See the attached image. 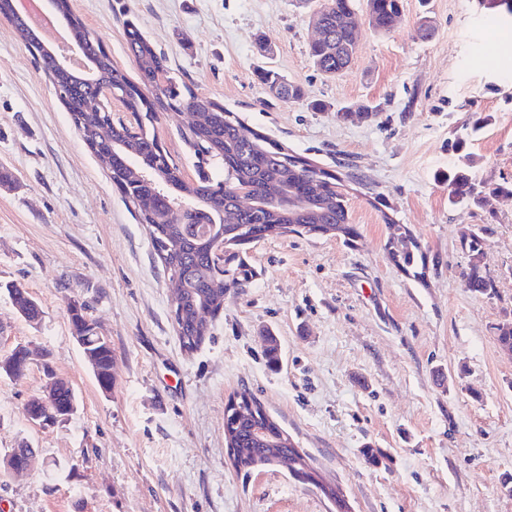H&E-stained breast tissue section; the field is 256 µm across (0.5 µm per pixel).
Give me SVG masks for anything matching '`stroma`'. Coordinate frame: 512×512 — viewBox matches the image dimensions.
<instances>
[{"mask_svg":"<svg viewBox=\"0 0 512 512\" xmlns=\"http://www.w3.org/2000/svg\"><path fill=\"white\" fill-rule=\"evenodd\" d=\"M321 0H70L130 79L134 23L172 73L289 150L360 180L350 191L354 244L269 238L249 249L258 278L224 296L194 352L176 336L172 284L145 225L129 211L32 54L0 20V356L34 353L0 377V453L27 442L34 466L0 478V512H336L319 485L276 463L245 474L224 445V410L246 389L308 454L351 512H512V357L495 340L512 320V196L451 203L439 176L464 138L476 181L512 182V34L493 27L501 0H402L386 34L360 24L352 63L335 77L309 57ZM429 15L435 32L421 38ZM278 72L299 102L256 77ZM326 103L325 111L310 102ZM368 105L372 121H340ZM188 113L155 132L185 179L195 158L180 138ZM408 225L427 254L425 282L384 250L382 215ZM484 225L482 265L493 296L464 288V230ZM43 310L31 323L6 288ZM79 299L112 341L113 386L102 392L75 342L67 304ZM282 352L266 365L262 333ZM78 398L67 421L33 425L29 401L44 363ZM387 455L365 463V444Z\"/></svg>","mask_w":512,"mask_h":512,"instance_id":"35a3bbf8","label":"stroma"}]
</instances>
